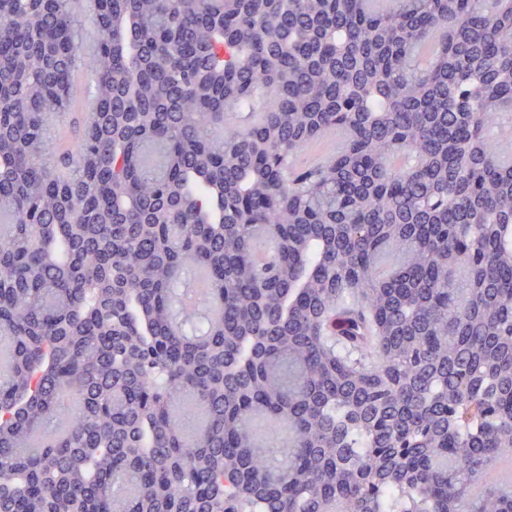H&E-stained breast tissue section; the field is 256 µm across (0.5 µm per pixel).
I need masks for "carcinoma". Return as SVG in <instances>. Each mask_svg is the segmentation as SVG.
Returning a JSON list of instances; mask_svg holds the SVG:
<instances>
[{
  "mask_svg": "<svg viewBox=\"0 0 512 512\" xmlns=\"http://www.w3.org/2000/svg\"><path fill=\"white\" fill-rule=\"evenodd\" d=\"M94 10L58 146L0 0V512H512V0ZM79 74L77 80L76 76ZM75 75V91L78 102L82 104L80 112H86L91 105L94 92L93 77L86 68Z\"/></svg>",
  "mask_w": 512,
  "mask_h": 512,
  "instance_id": "obj_1",
  "label": "carcinoma"
}]
</instances>
